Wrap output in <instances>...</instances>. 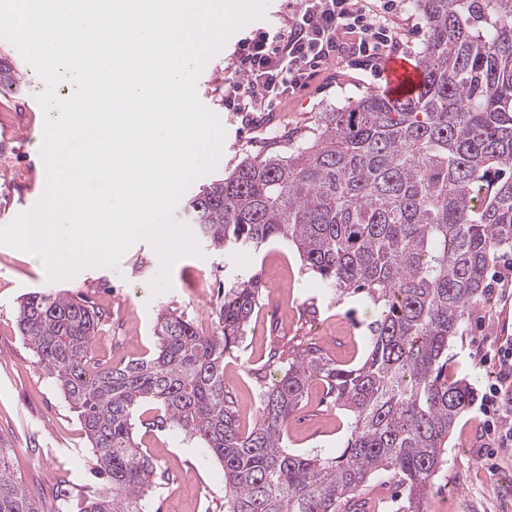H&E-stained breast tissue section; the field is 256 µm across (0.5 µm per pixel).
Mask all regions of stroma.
<instances>
[{"instance_id": "obj_1", "label": "stroma", "mask_w": 512, "mask_h": 512, "mask_svg": "<svg viewBox=\"0 0 512 512\" xmlns=\"http://www.w3.org/2000/svg\"><path fill=\"white\" fill-rule=\"evenodd\" d=\"M400 37L397 56L417 60L425 24L408 0H397L391 16ZM248 21L233 31L201 69L200 102L219 120L224 139L214 170L184 192L172 219L185 223V200L213 179L232 172L246 158L270 149L288 151L317 132L318 117L348 107L384 85V68H369L355 58L320 63L308 88L270 112H230L224 108V78L239 39L256 25ZM0 56L20 77L18 91L0 95V226L32 210L46 186L41 153L44 114L36 100L45 85L8 41L0 39ZM198 252L163 268L153 245L134 243L117 267L88 266L73 276L49 279L36 256L0 246V438L10 446L13 468L50 510L74 512L77 502L101 489L96 458L73 409L40 366L18 330L17 310L32 292H64L98 308L104 315L94 338L100 361L117 364L150 356L156 349L154 327L163 310L183 313L200 333L215 330L214 311L225 289L258 276L262 302L255 309L243 342L224 357V383L237 402L239 421L248 429L256 421L262 378L271 348L315 343L336 364L353 367L367 352L366 326L371 310L361 297L337 298L317 274L307 271L296 251L283 241L225 252L198 241ZM167 272L168 289L154 292L153 281ZM512 339V302L490 288L482 306L470 314L448 345L449 377L468 378L477 393L493 383L494 366L483 359L497 341ZM349 418L311 382L303 407L288 422L285 445L295 453L335 456L348 434ZM144 449L160 477L150 495L153 512H224V470L196 442L168 431L139 430ZM402 493L394 474L371 479L359 497L361 512H398ZM428 512H512V452L496 451L481 421L478 405L462 414L448 439V462L435 479Z\"/></svg>"}]
</instances>
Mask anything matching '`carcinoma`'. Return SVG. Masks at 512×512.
Here are the masks:
<instances>
[{"label": "carcinoma", "instance_id": "1", "mask_svg": "<svg viewBox=\"0 0 512 512\" xmlns=\"http://www.w3.org/2000/svg\"><path fill=\"white\" fill-rule=\"evenodd\" d=\"M409 4L426 27L414 93L323 112L313 141L247 158L188 202L209 246L283 240L336 295L364 294L373 319L361 364L342 367L313 343L270 349L280 377L243 431L224 354L258 305L257 276L224 292L212 334L165 311L156 351L116 366L94 356L100 310L53 292L19 303V332L81 418L106 478L78 512H148L157 465L135 431L146 402L159 410L149 426L184 434L222 465L224 512H354L381 471L400 477L405 512H427L448 436L474 400L466 379H448V341L486 297L490 264L512 250V0ZM18 79L1 60L0 92ZM314 380L351 419L334 457L284 449ZM7 453L0 447V512H48Z\"/></svg>", "mask_w": 512, "mask_h": 512}]
</instances>
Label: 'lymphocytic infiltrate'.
Masks as SVG:
<instances>
[{"label": "lymphocytic infiltrate", "instance_id": "1", "mask_svg": "<svg viewBox=\"0 0 512 512\" xmlns=\"http://www.w3.org/2000/svg\"><path fill=\"white\" fill-rule=\"evenodd\" d=\"M352 50L375 65L383 49L396 48L380 0H304L286 28H259L237 45L231 73L224 79V103L235 112H262L303 88L316 64L335 52L344 35ZM496 381L485 391L480 412L500 447H512V341L494 349Z\"/></svg>", "mask_w": 512, "mask_h": 512}]
</instances>
